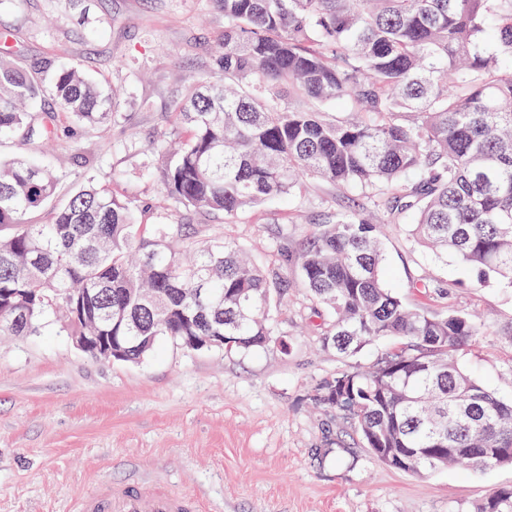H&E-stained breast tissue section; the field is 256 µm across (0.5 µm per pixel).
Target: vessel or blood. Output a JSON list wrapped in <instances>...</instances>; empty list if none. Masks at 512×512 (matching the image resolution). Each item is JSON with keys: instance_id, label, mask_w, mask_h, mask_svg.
Returning <instances> with one entry per match:
<instances>
[{"instance_id": "1", "label": "vessel or blood", "mask_w": 512, "mask_h": 512, "mask_svg": "<svg viewBox=\"0 0 512 512\" xmlns=\"http://www.w3.org/2000/svg\"><path fill=\"white\" fill-rule=\"evenodd\" d=\"M197 500L138 482L133 487L103 486L95 494L80 498L75 512H198Z\"/></svg>"}]
</instances>
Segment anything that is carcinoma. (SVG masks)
<instances>
[{
  "label": "carcinoma",
  "instance_id": "cac0c4a2",
  "mask_svg": "<svg viewBox=\"0 0 512 512\" xmlns=\"http://www.w3.org/2000/svg\"><path fill=\"white\" fill-rule=\"evenodd\" d=\"M224 40L214 70L172 101L157 167L178 224L142 223L149 203L123 199L84 156L80 181L21 155L0 158V291L43 297L0 335L26 336L89 289L85 330L126 336L138 361L159 341L225 336L224 353L280 345L274 296L297 276L325 348L351 358L398 346L325 383L319 406L344 413L364 447L404 457L450 448L414 474L512 465L484 448H512V400L489 389L458 353L489 326L448 305L426 277L411 292L443 304L415 309L386 286L380 220L410 215L413 241L512 287V0H215ZM0 47V142L89 137L112 123L114 93L58 60L30 72ZM55 110L38 107L46 93ZM297 98L305 109L290 106ZM343 102L341 118L322 107ZM320 179L366 202L331 213L299 240L284 233L261 265L214 232L193 246L197 217L240 213ZM191 259L183 258L187 247ZM476 512H512V488Z\"/></svg>",
  "mask_w": 512,
  "mask_h": 512
}]
</instances>
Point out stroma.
I'll return each mask as SVG.
<instances>
[{
    "label": "stroma",
    "instance_id": "35a3bbf8",
    "mask_svg": "<svg viewBox=\"0 0 512 512\" xmlns=\"http://www.w3.org/2000/svg\"><path fill=\"white\" fill-rule=\"evenodd\" d=\"M14 36L25 67L63 58L116 91L110 131L72 148L32 153L70 181L81 152L100 150L104 181L120 197L152 203L150 224L176 222L157 205L143 161L173 123L172 100L191 74L210 72L224 37L215 0H0V32ZM320 181L289 205L269 200L214 230L258 263L282 231L300 237L324 215L359 202ZM385 279L404 302L428 306L405 283L451 279L453 308L479 313L491 330L460 351V363L500 395H512V288L411 241L387 225ZM287 348L246 355L189 352L160 342L138 363L96 362L55 326L0 336V512H74L99 482L120 487L152 475L160 487L195 495L202 512H472L512 487V465L414 475L392 470L359 443L343 413L316 409L326 380L348 365L372 366L384 339L346 361L305 323L308 300L292 284L274 301Z\"/></svg>",
    "mask_w": 512,
    "mask_h": 512
}]
</instances>
